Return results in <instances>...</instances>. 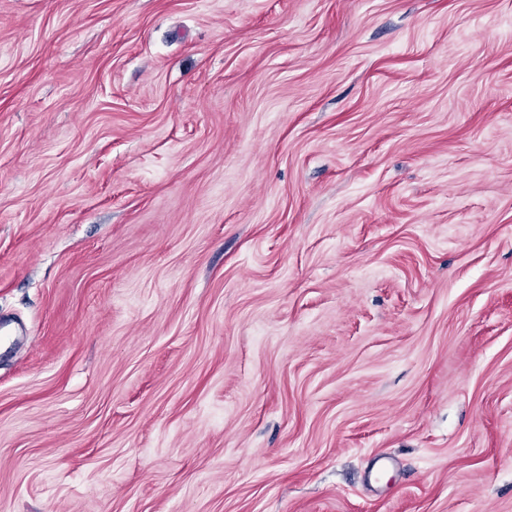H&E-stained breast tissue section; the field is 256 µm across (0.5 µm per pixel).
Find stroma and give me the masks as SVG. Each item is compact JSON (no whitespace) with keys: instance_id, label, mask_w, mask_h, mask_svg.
<instances>
[{"instance_id":"35a3bbf8","label":"stroma","mask_w":512,"mask_h":512,"mask_svg":"<svg viewBox=\"0 0 512 512\" xmlns=\"http://www.w3.org/2000/svg\"><path fill=\"white\" fill-rule=\"evenodd\" d=\"M0 512H512V0H0Z\"/></svg>"}]
</instances>
